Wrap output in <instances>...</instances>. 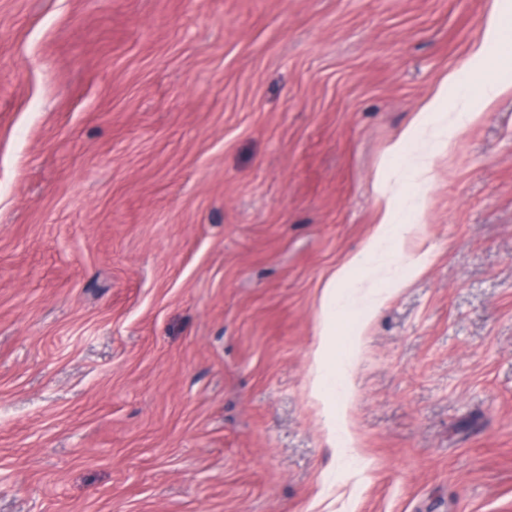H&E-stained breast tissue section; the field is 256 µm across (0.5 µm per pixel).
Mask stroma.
<instances>
[{"instance_id": "stroma-1", "label": "stroma", "mask_w": 512, "mask_h": 512, "mask_svg": "<svg viewBox=\"0 0 512 512\" xmlns=\"http://www.w3.org/2000/svg\"><path fill=\"white\" fill-rule=\"evenodd\" d=\"M495 0H0V512H512V87L403 188L421 260L331 447L326 278Z\"/></svg>"}]
</instances>
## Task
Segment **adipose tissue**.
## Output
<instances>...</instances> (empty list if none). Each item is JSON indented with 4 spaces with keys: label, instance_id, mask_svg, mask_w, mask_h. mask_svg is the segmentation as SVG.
<instances>
[{
    "label": "adipose tissue",
    "instance_id": "1",
    "mask_svg": "<svg viewBox=\"0 0 512 512\" xmlns=\"http://www.w3.org/2000/svg\"><path fill=\"white\" fill-rule=\"evenodd\" d=\"M484 50L478 51L474 61L467 63L470 71L484 72V79L476 85L462 81L460 73L446 77L436 95L418 113V129L429 131L427 150L435 151L449 146L452 136L463 123L472 122L476 115L470 107L475 100L489 101L503 90L498 73L512 66V17L499 12L487 21ZM411 224L397 221L395 204H387L363 248L342 263L325 281L321 295L322 320L320 341L314 352L311 387L320 400L323 421L330 443L354 446L356 440L349 428L345 408L336 404V394L350 387L351 356L337 355L334 347L336 323L349 309L347 290L354 284L355 272H369L385 267L386 281L399 286L401 279L391 266L392 259L412 233Z\"/></svg>",
    "mask_w": 512,
    "mask_h": 512
}]
</instances>
